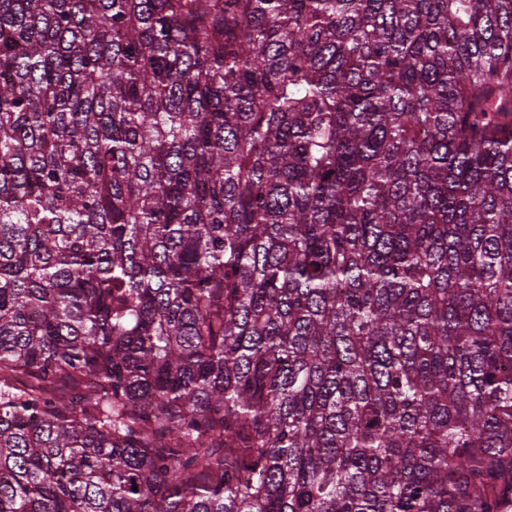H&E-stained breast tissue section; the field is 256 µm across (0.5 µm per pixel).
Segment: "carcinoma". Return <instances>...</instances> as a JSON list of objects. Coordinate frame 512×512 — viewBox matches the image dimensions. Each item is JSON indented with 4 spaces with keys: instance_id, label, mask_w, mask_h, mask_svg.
Wrapping results in <instances>:
<instances>
[{
    "instance_id": "obj_1",
    "label": "carcinoma",
    "mask_w": 512,
    "mask_h": 512,
    "mask_svg": "<svg viewBox=\"0 0 512 512\" xmlns=\"http://www.w3.org/2000/svg\"><path fill=\"white\" fill-rule=\"evenodd\" d=\"M0 512H512V0H0Z\"/></svg>"
}]
</instances>
